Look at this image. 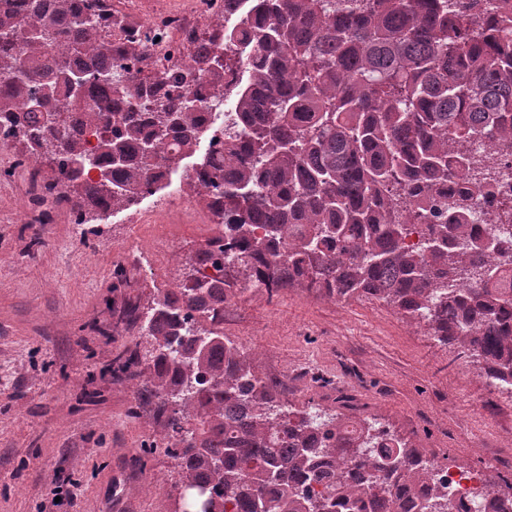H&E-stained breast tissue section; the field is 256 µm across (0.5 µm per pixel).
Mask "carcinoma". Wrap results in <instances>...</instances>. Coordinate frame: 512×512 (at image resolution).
<instances>
[{"mask_svg": "<svg viewBox=\"0 0 512 512\" xmlns=\"http://www.w3.org/2000/svg\"><path fill=\"white\" fill-rule=\"evenodd\" d=\"M80 2L0 0V118L81 223L165 187L212 131L206 113L234 100L224 152L188 182L222 232L181 287L126 310L149 346L124 368L146 365L141 391L166 414L150 447L178 461L183 512H199L197 486L209 512H410L393 484L425 486L435 465L364 421L282 402L224 339V307L241 269L270 291L375 297L426 320L488 385L512 379V199L486 172L512 157V0H249L223 31L242 57L208 36L185 70L135 75L121 70L140 38ZM165 80L182 90L142 111ZM478 206L509 236L485 245ZM417 512L462 510L437 488Z\"/></svg>", "mask_w": 512, "mask_h": 512, "instance_id": "1", "label": "carcinoma"}]
</instances>
